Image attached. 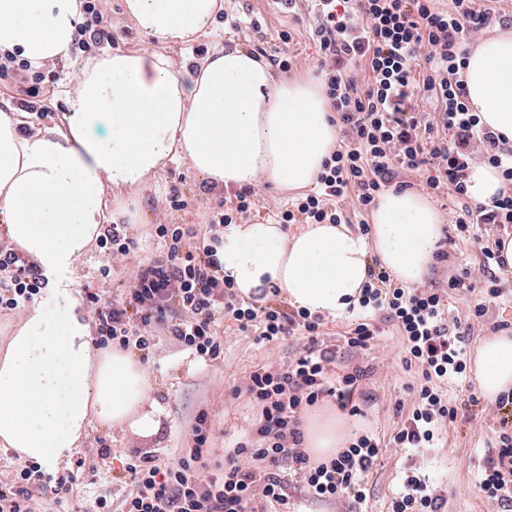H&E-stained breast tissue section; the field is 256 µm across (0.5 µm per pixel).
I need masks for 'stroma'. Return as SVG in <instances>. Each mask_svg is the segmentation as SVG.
Listing matches in <instances>:
<instances>
[{
	"instance_id": "1",
	"label": "stroma",
	"mask_w": 512,
	"mask_h": 512,
	"mask_svg": "<svg viewBox=\"0 0 512 512\" xmlns=\"http://www.w3.org/2000/svg\"><path fill=\"white\" fill-rule=\"evenodd\" d=\"M223 16L216 19L212 32L200 35L194 44L171 42L160 45L143 35L133 20L123 10V0H108V13L112 18L113 51H134L163 55L173 74L189 80V66L197 59V48H207L214 53L238 46L248 50H264L274 55L287 51L292 59L290 70H274L275 78L302 77L317 72L318 48L310 38L313 24L305 0L296 9L279 8L274 0H223ZM292 34L290 44H283L279 35ZM222 186H211L200 178L190 162L182 157L166 161L145 182L134 188L119 189L122 200L128 201L138 219L133 227L139 237L138 253L142 258H158L162 249L158 241L145 238L146 225L155 223L161 216L170 222L194 228L208 223L210 212L220 196L226 195ZM185 201V209L173 211L171 199ZM434 204L444 220L443 245L448 257L436 261L426 279L427 285L446 287L450 276L469 269L475 272L483 267V255L478 243L458 236L451 222L454 210L462 201L453 191L435 196ZM493 276L503 290L501 298L490 300L480 292L450 291L448 298L449 319L461 320L463 340L468 351H476L482 341L505 333L512 336V273L493 267ZM485 304L487 311L482 317H474L477 304ZM378 336L371 349L354 350L346 346L344 338L351 328L349 319L334 318L326 327V338L336 346L337 369L361 366L367 374L359 385L356 397L362 412L350 419L355 429H369L388 440L397 430L400 417L395 400L402 395V388L412 383L413 375L401 365L398 355L401 338L396 326L384 318L376 320ZM224 333V365L215 371L201 370L188 354L178 352L170 341H162L154 352L146 369L152 388L150 397L165 410L162 429L157 436L143 440L131 433L114 428L107 430L91 424L80 440L76 457L96 454L99 445L110 448V457L98 473L76 471L77 485L74 494L80 503L86 504L100 495L111 494L115 480L123 476L124 468L136 452L180 446L186 427L199 410H208L213 422V444L223 448L225 438L236 435L245 428L251 416L244 400L232 394L234 386L243 384L248 373L272 359H288L302 351L306 338L287 336L268 345L254 343L252 337L237 331L233 321L221 319ZM497 405L480 400L478 405L461 410L455 428L439 448L428 449L424 455H408L403 449H387L381 465L372 469L367 477L368 493L362 512H389L390 500L396 489L395 472L403 467L416 466L435 473L441 480L445 502L442 512H491V507L477 484V469L489 449L494 448L498 429Z\"/></svg>"
}]
</instances>
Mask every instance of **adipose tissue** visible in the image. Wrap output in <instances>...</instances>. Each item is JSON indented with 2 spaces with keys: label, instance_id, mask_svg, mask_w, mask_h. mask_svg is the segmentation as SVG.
Returning a JSON list of instances; mask_svg holds the SVG:
<instances>
[{
  "label": "adipose tissue",
  "instance_id": "obj_1",
  "mask_svg": "<svg viewBox=\"0 0 512 512\" xmlns=\"http://www.w3.org/2000/svg\"><path fill=\"white\" fill-rule=\"evenodd\" d=\"M146 36L191 43L210 28L221 0H126ZM81 15L76 0H0V53L33 66L64 57ZM481 125L512 145V32L480 41L460 74ZM65 130L25 137L0 113V229L35 259L51 287L0 353V446L46 467L69 458L89 422L141 438L161 430L138 358L95 348L71 276L107 220V188L140 183L171 154L190 159L209 181L242 188L265 180L275 190L311 187L339 144L319 80L275 79L244 49L227 48L182 80L156 55L106 53L81 69ZM372 236L344 224H306L296 233L265 221L224 229V272L241 298L272 290L313 314H345L379 260L394 280L421 285L435 262L443 218L423 194L390 190L371 214ZM474 376L491 401L512 392V336L484 340ZM305 446L329 456L351 431L333 415L303 419Z\"/></svg>",
  "mask_w": 512,
  "mask_h": 512
}]
</instances>
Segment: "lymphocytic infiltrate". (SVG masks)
<instances>
[{
	"label": "lymphocytic infiltrate",
	"mask_w": 512,
	"mask_h": 512,
	"mask_svg": "<svg viewBox=\"0 0 512 512\" xmlns=\"http://www.w3.org/2000/svg\"><path fill=\"white\" fill-rule=\"evenodd\" d=\"M101 2L80 0L83 21L70 60L111 41L112 24ZM452 4L445 10L435 0H314L317 72L346 138L324 160L318 190L279 212L278 223H341L342 204L363 212L374 208L384 191L405 189L408 175L424 177L433 194L450 188L466 196V171L479 152L501 169L507 189L491 203L462 205L453 222L460 234L482 244L484 265L499 261V253L483 245L482 230L489 224L512 225V151L480 125L458 78L471 41L494 14L486 0ZM360 72L365 75L361 81L356 78ZM42 81V73L28 61L0 54V87L17 91L22 108L36 117L22 129L28 136L49 114L48 105L34 103ZM421 96L435 99L434 111L416 109L414 101ZM262 204L258 188L247 187L220 198L203 230L157 225L155 232L167 247L165 258L134 267L127 264L135 249L129 225H109L96 238L102 279H111L113 269L129 270L115 291L83 286L97 348L115 344L146 362L166 336L205 368H217L224 361V338L215 317L219 311L239 331L254 332L261 344L294 334L309 339L298 357L262 364L234 388V396H245L257 416L225 453L223 465L210 464L211 420L200 411L182 448L132 458L118 491L97 498L101 512H288L295 494L322 502L347 499L359 506L366 499L365 478L387 447L420 454L437 447L455 425L459 407L448 389L466 374L467 350L460 322L448 320V293L479 287L496 299L502 295L498 280L469 273L450 277L443 289L407 287L376 262L358 306L348 310L353 327L345 341L351 348H368L376 336L375 317L387 313L400 329L402 365L419 376L414 401L408 408L396 403V411L406 417L389 442L362 433L333 456L311 458L304 446L303 412L328 398L359 414L354 396L364 372L358 367L333 372L336 350L320 339L323 315L288 308L282 300L265 306L247 303L225 278L218 256L224 229L258 214ZM46 285L34 260L0 240L1 316H20L43 298ZM498 409V444L480 470L479 488L490 503L512 512V397L500 396ZM284 465L292 469L293 480L280 476ZM73 483L67 467L17 468L9 483L0 484V512H45L44 488L67 495ZM400 484L390 512H440L437 478L406 467Z\"/></svg>",
	"instance_id": "f902f5d3"
}]
</instances>
